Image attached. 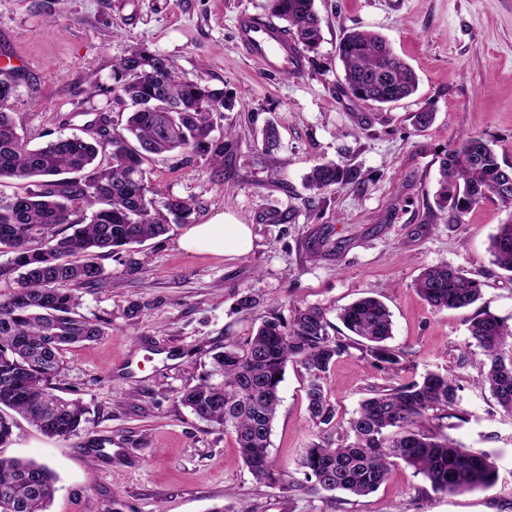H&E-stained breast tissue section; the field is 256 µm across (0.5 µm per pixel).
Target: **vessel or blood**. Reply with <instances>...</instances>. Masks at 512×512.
<instances>
[{
	"label": "vessel or blood",
	"mask_w": 512,
	"mask_h": 512,
	"mask_svg": "<svg viewBox=\"0 0 512 512\" xmlns=\"http://www.w3.org/2000/svg\"><path fill=\"white\" fill-rule=\"evenodd\" d=\"M235 27L245 54L264 70L276 75L303 69L302 54L272 21L245 12L237 16Z\"/></svg>",
	"instance_id": "obj_1"
}]
</instances>
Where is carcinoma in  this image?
<instances>
[{
    "label": "carcinoma",
    "mask_w": 512,
    "mask_h": 512,
    "mask_svg": "<svg viewBox=\"0 0 512 512\" xmlns=\"http://www.w3.org/2000/svg\"><path fill=\"white\" fill-rule=\"evenodd\" d=\"M315 0H268L269 14L285 23L291 38L308 51L322 41ZM344 91L362 101L391 104L413 95L415 71L379 34L352 30L339 43ZM112 92L130 102L118 130L105 113L90 121L84 136L56 137L31 147L17 132L11 100L18 79L0 74V179L20 181L0 194V278L13 277L15 290L0 299V447L8 445L19 416L50 438H66L89 423L77 399L54 393L53 380L65 348L97 340L100 321L77 313L78 290L104 280L99 259L188 224L192 204L180 197H156L143 169L144 154L179 151L224 162L228 141L216 139L214 115L226 107L224 91L182 80L173 61L135 47L113 64ZM511 165L499 161L492 141L471 136L448 150L440 162L438 204L463 214L486 198L512 206V183L502 181ZM356 173L334 162L315 164L307 187L324 191L354 182ZM494 263L512 272V221L490 238ZM479 279L448 267L424 270L415 290L433 309H462L481 297ZM344 327L359 337L332 336L317 307H294L291 320L264 316L242 343L213 355L199 383L182 404L207 424L232 431L244 464L268 486L303 490L328 505L335 493L365 496L377 490L402 462L429 482L435 493L485 490L498 480L492 454L467 448L425 427L456 418L461 386L450 373L428 371L408 383L375 388L353 415L336 421L324 379L351 348L361 350L378 370L399 366L387 306L375 297L341 309ZM467 345L482 356L478 385L512 416V326L480 312L467 322ZM305 370V395L318 440L298 462L301 480L283 481L269 446L280 405V384L288 363ZM58 481L46 463L0 456V512H48Z\"/></svg>",
    "instance_id": "cac0c4a2"
}]
</instances>
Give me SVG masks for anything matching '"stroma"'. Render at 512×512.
Here are the masks:
<instances>
[{
	"label": "stroma",
	"instance_id": "obj_1",
	"mask_svg": "<svg viewBox=\"0 0 512 512\" xmlns=\"http://www.w3.org/2000/svg\"><path fill=\"white\" fill-rule=\"evenodd\" d=\"M267 0H0V71L19 78L12 110L31 145L46 135L82 134L99 113L123 126L128 107L110 91L112 65L136 46L172 60L179 75L223 90L230 101L213 135L233 131L217 164L203 156H154L152 187L188 200L193 223L229 211L252 229L241 255H190L182 226L102 258L105 283L80 291L79 314L104 334L65 351L59 396L88 408L87 430L49 438L19 421L0 455L51 465L59 490L50 512H329L316 496L257 482L232 432L208 425L181 403L214 352L244 342L264 315L315 306L330 323L358 298L392 313L396 376L350 349L325 386L337 420L369 391L429 370L456 375L463 419L431 430L492 454L498 481L487 490L442 495L396 465L380 488L344 497L337 512H512V417L474 388L479 358L466 348V321L486 310L512 322V274L488 246L512 210L485 200L464 214L436 203L440 160L479 135L512 164V0H315L323 40L297 74H267L241 49L235 19L266 14ZM383 35L416 72V93L388 107L346 96L337 52L351 29ZM429 108L416 130L413 112ZM276 124L280 147L262 132ZM358 170L356 183L316 193L305 176L318 162ZM449 266L478 278L482 297L459 310H433L414 290L425 269ZM247 293L252 311L239 310ZM303 369L288 365L270 452L298 475L316 439Z\"/></svg>",
	"mask_w": 512,
	"mask_h": 512
}]
</instances>
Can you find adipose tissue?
<instances>
[{
  "instance_id": "1",
  "label": "adipose tissue",
  "mask_w": 512,
  "mask_h": 512,
  "mask_svg": "<svg viewBox=\"0 0 512 512\" xmlns=\"http://www.w3.org/2000/svg\"><path fill=\"white\" fill-rule=\"evenodd\" d=\"M252 230L229 213L219 212L201 224L184 228L178 240L188 254H241L249 250Z\"/></svg>"
}]
</instances>
